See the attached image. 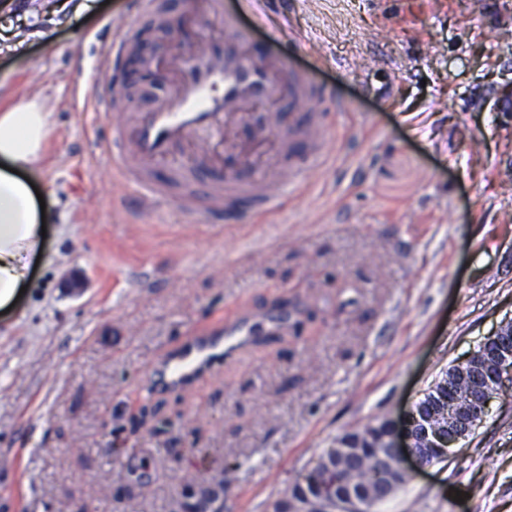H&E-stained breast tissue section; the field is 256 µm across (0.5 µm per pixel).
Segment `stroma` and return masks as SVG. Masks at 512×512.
<instances>
[{
  "mask_svg": "<svg viewBox=\"0 0 512 512\" xmlns=\"http://www.w3.org/2000/svg\"><path fill=\"white\" fill-rule=\"evenodd\" d=\"M9 2L0 22L28 25L0 53V94L50 114V218L30 287L0 311V512H179L187 487L218 482L223 512H270L337 438L400 419L512 321V110L494 109L512 84L503 0H281L232 29L207 0H167L199 44L236 32L273 47L350 107L321 173L221 228L173 204L125 220L133 187L91 158L102 130L167 91L136 87L108 118L90 107L112 16L162 65L183 37L126 0L81 14ZM67 277L83 288L65 292ZM296 301L297 325L194 390L145 394L191 331ZM373 512H512V377L448 460Z\"/></svg>",
  "mask_w": 512,
  "mask_h": 512,
  "instance_id": "stroma-1",
  "label": "stroma"
}]
</instances>
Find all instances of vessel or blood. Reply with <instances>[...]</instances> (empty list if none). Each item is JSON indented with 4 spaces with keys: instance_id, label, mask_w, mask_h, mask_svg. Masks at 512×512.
Listing matches in <instances>:
<instances>
[{
    "instance_id": "b4317fda",
    "label": "vessel or blood",
    "mask_w": 512,
    "mask_h": 512,
    "mask_svg": "<svg viewBox=\"0 0 512 512\" xmlns=\"http://www.w3.org/2000/svg\"><path fill=\"white\" fill-rule=\"evenodd\" d=\"M131 47L129 32L113 33L102 42L97 69L107 77V89L98 97L99 109H115L123 99L120 61ZM288 64L279 56L252 55L246 43L227 41L182 56L175 63L177 83L173 92L151 111L134 114L129 128H114L94 144L93 157L112 165L135 189L134 209L142 212L169 200L170 181L158 180L156 164L167 160L174 145L212 130L225 151L247 153L249 146L235 142L229 129L257 103L288 99L300 123L282 125L277 113L258 128L255 143L268 137L278 142L273 168L242 180L228 176L208 186L195 182L191 167L171 169L170 180L191 183V193L181 198L183 211L203 225L243 224L258 211L274 209L285 185L320 169L328 126L327 110L343 114L347 104L327 87L313 84L301 73L287 74ZM287 309L260 315L247 314L223 326L191 332L153 366L145 389L148 394L183 392L198 386L219 365L267 335L287 329Z\"/></svg>"
}]
</instances>
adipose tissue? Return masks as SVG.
Segmentation results:
<instances>
[{"instance_id": "1", "label": "adipose tissue", "mask_w": 512, "mask_h": 512, "mask_svg": "<svg viewBox=\"0 0 512 512\" xmlns=\"http://www.w3.org/2000/svg\"><path fill=\"white\" fill-rule=\"evenodd\" d=\"M49 115L34 97L0 104V307L29 282L42 251V213L33 186L43 175Z\"/></svg>"}]
</instances>
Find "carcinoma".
<instances>
[{
  "mask_svg": "<svg viewBox=\"0 0 512 512\" xmlns=\"http://www.w3.org/2000/svg\"><path fill=\"white\" fill-rule=\"evenodd\" d=\"M496 339L489 337L463 364H454L440 381L417 404L418 415L429 414L430 407L451 392H459L463 382L474 377L482 379L481 395L492 398L500 386L493 378L494 359L491 352ZM390 423L383 419L364 429L348 433L337 440V445L321 456L303 477L304 486L312 493L319 490L324 476L335 479V492L355 493L375 505L392 496L404 483V477L394 466L392 449L388 448ZM224 494V483L219 482L199 491L186 494L181 506L184 512H208L211 504Z\"/></svg>",
  "mask_w": 512,
  "mask_h": 512,
  "instance_id": "carcinoma-1",
  "label": "carcinoma"
}]
</instances>
